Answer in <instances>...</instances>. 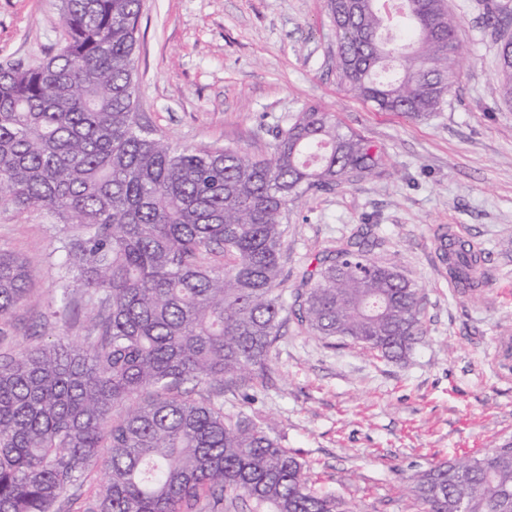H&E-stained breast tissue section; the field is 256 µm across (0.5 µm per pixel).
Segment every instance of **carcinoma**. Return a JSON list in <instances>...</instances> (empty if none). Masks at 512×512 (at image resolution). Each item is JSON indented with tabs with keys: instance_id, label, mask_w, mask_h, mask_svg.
<instances>
[{
	"instance_id": "1",
	"label": "carcinoma",
	"mask_w": 512,
	"mask_h": 512,
	"mask_svg": "<svg viewBox=\"0 0 512 512\" xmlns=\"http://www.w3.org/2000/svg\"><path fill=\"white\" fill-rule=\"evenodd\" d=\"M336 74L380 112L422 119L452 85L458 26L446 0H326ZM143 0H58L59 51L0 65V203L52 221L48 308L83 303L84 335L0 354V512H56L98 466L86 512H342L265 422L224 412V390L266 383L290 311L305 332L387 361L426 334L421 289L355 236L314 257L286 298L289 206L382 173L383 153L308 105L267 158L175 148L141 122ZM499 36L496 80L512 102V0H477ZM463 294L481 252L437 231ZM26 263L0 247V341L30 300ZM416 512H512V443L410 478Z\"/></svg>"
}]
</instances>
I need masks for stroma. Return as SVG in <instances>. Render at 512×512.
<instances>
[{"label":"stroma","mask_w":512,"mask_h":512,"mask_svg":"<svg viewBox=\"0 0 512 512\" xmlns=\"http://www.w3.org/2000/svg\"><path fill=\"white\" fill-rule=\"evenodd\" d=\"M471 0H447L460 27L453 85L415 120L353 98L336 76L325 0H144L136 52L144 123L174 145L232 146L269 156L275 134L315 104L377 146L384 176L304 197L281 257L287 288L315 254L363 224L377 255L420 287L427 334L403 361L329 345L288 319L266 387L224 394V410L273 424L309 468L312 488L351 512H406L410 476L437 461L512 442V372L497 357L512 337V105L496 82L497 43ZM54 0H0V63L56 54ZM446 227L485 253L488 285L466 296L440 271L433 237ZM0 246L32 271L31 300L6 345L17 352L82 335L48 316L57 279L48 218L0 204Z\"/></svg>","instance_id":"stroma-1"}]
</instances>
